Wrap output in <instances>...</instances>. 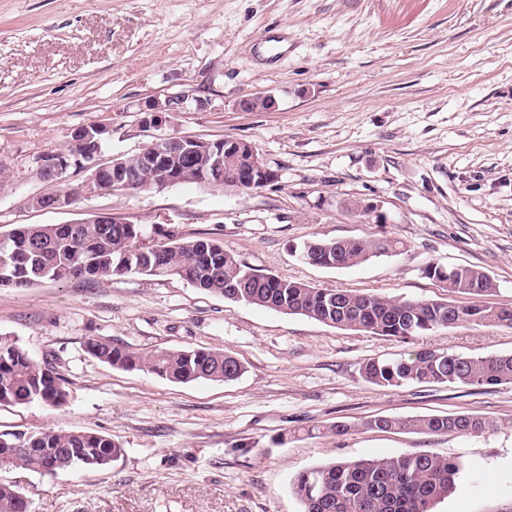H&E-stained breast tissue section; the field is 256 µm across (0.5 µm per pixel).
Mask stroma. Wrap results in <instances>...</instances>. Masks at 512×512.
Returning a JSON list of instances; mask_svg holds the SVG:
<instances>
[{"label": "stroma", "instance_id": "stroma-1", "mask_svg": "<svg viewBox=\"0 0 512 512\" xmlns=\"http://www.w3.org/2000/svg\"><path fill=\"white\" fill-rule=\"evenodd\" d=\"M273 95L272 111L240 100ZM181 96L167 132L253 144L278 174L230 193L181 184L85 192L61 210L40 157L72 129L111 133L103 159L146 142L149 100ZM0 233L114 214L152 239H214L248 266L319 288L433 299L430 262L474 266L512 306V0H0ZM377 205L383 224L352 202ZM382 236L392 257L329 269L295 249ZM0 334L50 361L59 408L0 405V431L82 430L123 449L111 466L49 476L1 472L30 512H302L296 477L358 458L437 453L458 461L435 512H512V384L364 380L370 359L421 347L512 352V328L466 325L401 339L225 301L175 276L73 279L0 288ZM97 339L135 351L220 349L231 382L174 383L111 367ZM466 412L494 431L427 435L362 427L376 414ZM350 423L336 436L328 428Z\"/></svg>", "mask_w": 512, "mask_h": 512}]
</instances>
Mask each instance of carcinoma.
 <instances>
[{
	"instance_id": "cac0c4a2",
	"label": "carcinoma",
	"mask_w": 512,
	"mask_h": 512,
	"mask_svg": "<svg viewBox=\"0 0 512 512\" xmlns=\"http://www.w3.org/2000/svg\"><path fill=\"white\" fill-rule=\"evenodd\" d=\"M9 261L0 262V287L26 288L76 277L113 275L177 276L195 288L282 312L305 316L336 328L365 330L384 337L410 338L465 323L512 326V306L491 301L493 278L475 267L429 263L422 275L448 294H467L470 304L447 297L394 299L374 294L317 288L272 273H260L224 249L199 239L151 242L140 224H33L6 234ZM324 268L358 266L373 257L395 255L401 242L316 240ZM86 349L112 367L141 370L175 383L201 379L232 381L243 373L233 356L219 350L134 351L91 339ZM374 385L397 389L408 384L487 387L512 383V353L470 356L423 348L398 359H373L361 367ZM67 401L62 379L49 364L33 361L14 338L0 335V405L61 407ZM363 426L431 435L483 433L495 422L471 413L378 415ZM123 454L112 437L85 431L44 430L0 433V472L28 469L58 475L82 466L104 468ZM459 463L433 453H402L383 459L338 461L299 474L295 492L303 512H431L456 486ZM0 512H28L24 494L0 482Z\"/></svg>"
}]
</instances>
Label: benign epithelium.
<instances>
[{
    "mask_svg": "<svg viewBox=\"0 0 512 512\" xmlns=\"http://www.w3.org/2000/svg\"><path fill=\"white\" fill-rule=\"evenodd\" d=\"M181 111V100L177 98L160 101L150 100L142 112L144 131L149 133L150 140L143 146L137 156L140 163L125 164L120 161L102 163L100 156L103 150V135L107 127L101 123L85 125L71 132L69 148L63 151H50L39 159L40 177L51 183L62 182L63 175L72 167L88 172L81 189L90 192L110 193L112 189L135 190L145 184H154L159 189L183 184L190 179L186 169L180 166V160L194 161L200 153L209 154L211 164L207 169L195 172L213 182L217 187L225 186L224 166L234 170L242 169L248 177L234 182V191L249 192L263 188L278 179L275 171L271 170L260 158L256 148L248 143L235 144V154L229 163H224V140L214 141L194 136L164 134L160 129L170 122V114ZM76 143L93 146L87 160L70 156V147ZM112 169V182L102 180L103 172ZM76 195L58 191L40 193L31 198L33 207L42 210H57L71 205Z\"/></svg>",
    "mask_w": 512,
    "mask_h": 512,
    "instance_id": "benign-epithelium-1",
    "label": "benign epithelium"
}]
</instances>
